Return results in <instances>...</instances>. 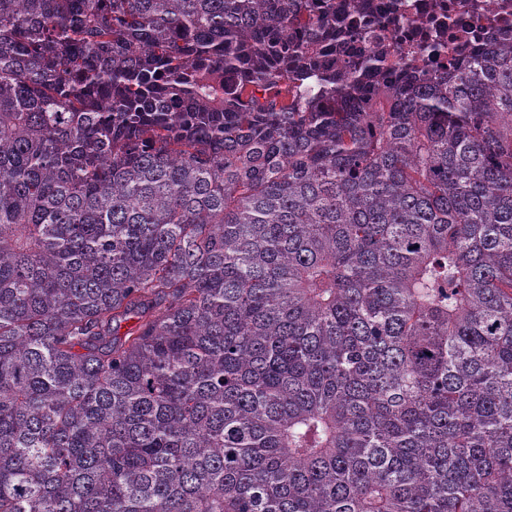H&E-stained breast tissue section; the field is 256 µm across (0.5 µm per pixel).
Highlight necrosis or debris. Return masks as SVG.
I'll return each instance as SVG.
<instances>
[{
    "label": "necrosis or debris",
    "instance_id": "necrosis-or-debris-1",
    "mask_svg": "<svg viewBox=\"0 0 512 512\" xmlns=\"http://www.w3.org/2000/svg\"><path fill=\"white\" fill-rule=\"evenodd\" d=\"M372 43L418 54L420 65L447 64L490 38L512 36V0H371Z\"/></svg>",
    "mask_w": 512,
    "mask_h": 512
}]
</instances>
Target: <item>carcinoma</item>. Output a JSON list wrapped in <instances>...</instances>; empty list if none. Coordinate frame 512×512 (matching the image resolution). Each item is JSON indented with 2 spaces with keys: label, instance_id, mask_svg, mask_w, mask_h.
<instances>
[{
  "label": "carcinoma",
  "instance_id": "obj_1",
  "mask_svg": "<svg viewBox=\"0 0 512 512\" xmlns=\"http://www.w3.org/2000/svg\"><path fill=\"white\" fill-rule=\"evenodd\" d=\"M368 9L0 0V512H512V40Z\"/></svg>",
  "mask_w": 512,
  "mask_h": 512
}]
</instances>
